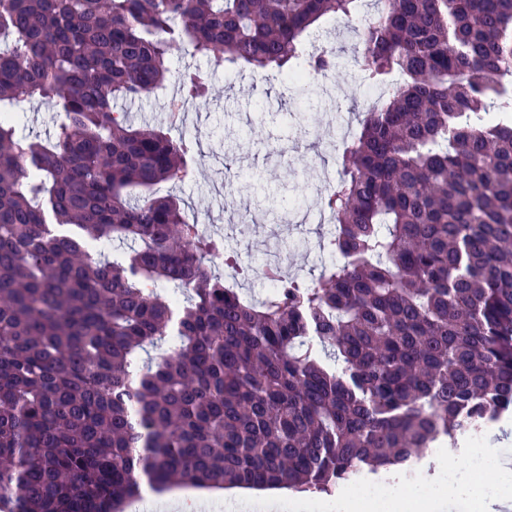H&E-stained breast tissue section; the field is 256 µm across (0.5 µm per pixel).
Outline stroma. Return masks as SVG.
<instances>
[{"label": "stroma", "instance_id": "35a3bbf8", "mask_svg": "<svg viewBox=\"0 0 512 512\" xmlns=\"http://www.w3.org/2000/svg\"><path fill=\"white\" fill-rule=\"evenodd\" d=\"M323 38L336 54V68L322 87L309 97H298L296 87L266 82L260 74H220L211 86V101L187 112L173 138L197 141L196 175L177 186L187 213L208 214L215 230L229 248L238 250L245 263L261 267L276 237L291 233L298 240L288 250L289 273L312 279L321 268L318 241L325 228L317 223L281 226L262 213L264 191L280 184L288 188L292 205L320 212V195L305 191L316 166L336 169L333 131L355 120L365 104L367 89L354 61L358 41L344 23L324 24ZM319 126L323 134L306 141L293 135L299 120ZM256 174L253 182L237 181L234 202L224 197L221 169Z\"/></svg>", "mask_w": 512, "mask_h": 512}]
</instances>
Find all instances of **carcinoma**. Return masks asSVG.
I'll return each instance as SVG.
<instances>
[{
  "label": "carcinoma",
  "instance_id": "carcinoma-1",
  "mask_svg": "<svg viewBox=\"0 0 512 512\" xmlns=\"http://www.w3.org/2000/svg\"><path fill=\"white\" fill-rule=\"evenodd\" d=\"M361 0H0V498L9 512H125L148 482L325 494L512 413V0H376L381 91L336 144L340 258L245 299L248 273L155 187L192 143L115 103L212 73L302 65ZM400 83L387 88L392 76ZM186 72L181 101L210 102ZM41 100L46 140L13 113ZM122 254L91 255L90 241Z\"/></svg>",
  "mask_w": 512,
  "mask_h": 512
}]
</instances>
